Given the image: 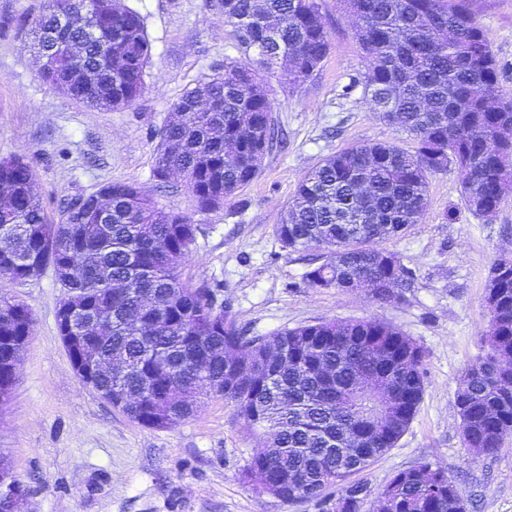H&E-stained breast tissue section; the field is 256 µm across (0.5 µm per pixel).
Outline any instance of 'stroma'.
<instances>
[{
  "instance_id": "1",
  "label": "stroma",
  "mask_w": 512,
  "mask_h": 512,
  "mask_svg": "<svg viewBox=\"0 0 512 512\" xmlns=\"http://www.w3.org/2000/svg\"><path fill=\"white\" fill-rule=\"evenodd\" d=\"M140 13L152 46L146 85L131 106L98 110L70 99L41 75L30 50L29 21L45 0H0V159H23L51 220L63 202L107 183L139 187L159 207L189 216L196 241L184 279L217 288L228 317L249 335L333 319L372 318L423 348L424 393L397 445L362 475L372 494L362 512H379L377 494L397 471L420 462L446 468L474 512H512V433L488 455L471 458L461 440L455 394L465 370L488 350L485 287L494 261L512 257V193L490 218L474 215L454 167L434 173L418 224L382 242L412 274L400 296L314 288L304 280L311 251L281 247L275 226L305 175L347 147L397 141L353 77L368 60L354 21L339 0H320L331 50L299 88L271 80L276 122L287 139L223 208L197 211L177 179L158 187L153 157L158 130L175 101L240 60L220 0H124ZM500 66L498 92L512 98V0H471ZM53 271L15 281L0 295L25 305L33 330L10 400L0 406V455L27 496L23 512H333V503L284 502L242 479L256 436L233 404L203 397L196 413L167 430L143 427L83 384L56 321L63 296Z\"/></svg>"
}]
</instances>
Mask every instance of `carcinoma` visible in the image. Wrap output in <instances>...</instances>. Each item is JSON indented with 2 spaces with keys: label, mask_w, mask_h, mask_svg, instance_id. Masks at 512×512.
I'll return each mask as SVG.
<instances>
[{
  "label": "carcinoma",
  "mask_w": 512,
  "mask_h": 512,
  "mask_svg": "<svg viewBox=\"0 0 512 512\" xmlns=\"http://www.w3.org/2000/svg\"><path fill=\"white\" fill-rule=\"evenodd\" d=\"M84 0H47L34 34L55 29L57 14ZM94 38L81 59L69 47L81 29L59 31L58 67L43 77L89 106L114 110L145 87L152 47L141 15L121 0H92ZM355 15V33L370 61L362 86L373 111L412 138L408 151L392 141L355 145L321 160L298 184L275 234L291 251H319L306 282L316 288L346 275L395 287L410 280L398 257L379 248L418 223L428 178L448 167V150L462 155V195L478 216L498 209L512 191V99L497 98L499 66L470 0H341ZM224 20L250 63L224 62V72L187 89L159 131L153 175L182 177L199 211L217 210L261 172L278 144L269 87L262 73L284 66L296 88L330 50L328 22L318 0H224ZM31 167L0 160V275L35 279L49 268L70 271L64 298L78 311L68 335L86 318L105 317L111 331L94 342L113 374L98 382L132 420L168 429L199 408L202 394L232 403L259 436L245 474L259 471L264 490L284 501L336 497V512H359L368 496L358 475L395 447L424 392V351H402L412 339L375 319L332 320L248 336L224 315L214 290L193 286L180 268L197 226L166 211L138 187L108 183L112 221L98 223L91 197L67 202L49 221ZM496 296L486 334L489 352L464 373L457 396L461 438L479 457L512 432V275L485 288ZM26 306L0 298V388L14 385L31 335ZM381 371L398 401L389 432L376 435L360 413L364 398L338 395ZM387 512H451L459 492L446 470L424 462L389 480Z\"/></svg>",
  "instance_id": "cac0c4a2"
}]
</instances>
